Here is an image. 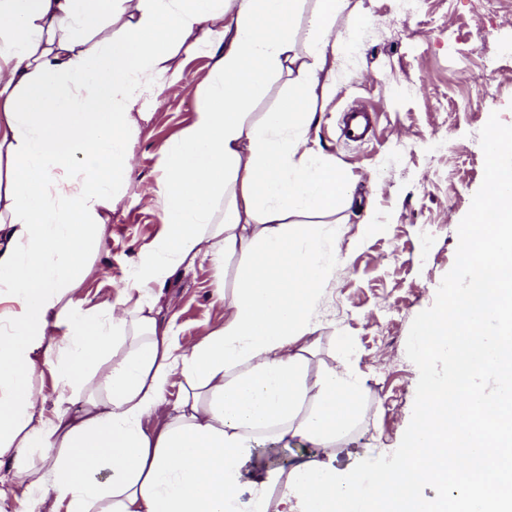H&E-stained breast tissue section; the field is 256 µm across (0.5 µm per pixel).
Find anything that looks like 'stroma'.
Returning a JSON list of instances; mask_svg holds the SVG:
<instances>
[{
	"instance_id": "35a3bbf8",
	"label": "stroma",
	"mask_w": 512,
	"mask_h": 512,
	"mask_svg": "<svg viewBox=\"0 0 512 512\" xmlns=\"http://www.w3.org/2000/svg\"><path fill=\"white\" fill-rule=\"evenodd\" d=\"M471 3L423 0L419 13L401 18L399 0H359L357 47L338 64L336 93L318 132L355 190L340 214L336 271L320 296L322 327L310 370L344 358L366 382L358 399L362 422L332 464L367 485L404 447L414 422L422 380L416 337L461 276L458 232L488 189V134L494 127L512 132V0H500L497 13L480 21ZM452 30L459 35L454 42ZM178 62L162 99L144 104L149 119L133 134L130 186L78 290L86 306L121 293L137 300L129 276L165 237L155 193L163 150L204 103L212 66L206 54ZM358 105L373 113V132L352 143L339 124ZM240 264L237 255L220 270L204 260L167 279L159 318L171 325L177 345L196 344L223 325L214 283L223 280L232 290Z\"/></svg>"
}]
</instances>
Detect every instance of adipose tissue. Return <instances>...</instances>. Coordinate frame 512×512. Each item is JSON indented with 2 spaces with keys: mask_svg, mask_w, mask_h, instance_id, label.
I'll use <instances>...</instances> for the list:
<instances>
[{
  "mask_svg": "<svg viewBox=\"0 0 512 512\" xmlns=\"http://www.w3.org/2000/svg\"><path fill=\"white\" fill-rule=\"evenodd\" d=\"M350 2L0 0V512H272L292 500L297 512H512V326L501 321L512 311V137L497 131L491 191L459 233L465 277L419 329L408 453L369 491L325 461L364 381L344 365L308 374L336 232L288 220L352 203L351 181L312 136L363 22ZM200 51L213 60L207 100L165 149L156 195L168 233L132 275L140 297L85 308L76 292L126 195L142 101L163 95L177 56ZM283 76L287 95L252 117ZM235 253L236 287L214 289L223 325L179 349L156 318L160 287L178 267ZM46 373L58 389L49 407L33 384ZM161 410L163 428L144 429ZM263 440L315 455L246 480ZM424 483L437 498L416 495Z\"/></svg>",
  "mask_w": 512,
  "mask_h": 512,
  "instance_id": "ef3b65f1",
  "label": "adipose tissue"
}]
</instances>
